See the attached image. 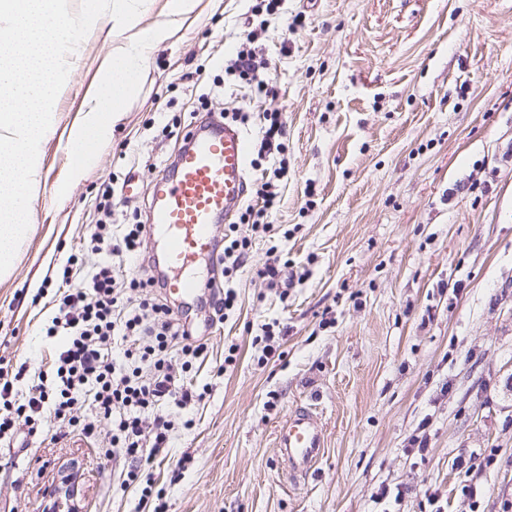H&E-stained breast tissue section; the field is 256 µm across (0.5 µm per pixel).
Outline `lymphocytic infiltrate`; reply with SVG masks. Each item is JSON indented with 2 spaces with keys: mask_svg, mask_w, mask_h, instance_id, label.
<instances>
[{
  "mask_svg": "<svg viewBox=\"0 0 512 512\" xmlns=\"http://www.w3.org/2000/svg\"><path fill=\"white\" fill-rule=\"evenodd\" d=\"M144 232V225L126 224L115 234L103 222L87 246L133 257ZM154 285L109 264L77 283L63 274L58 313L44 329L62 339L51 372L22 390L20 374L0 367V440L12 439L20 420L32 436L50 421L88 435L103 423L111 433L108 455L137 459L143 450L156 455L167 448L174 425L163 408L202 400L184 378L207 345L148 295ZM84 406L94 411L93 421L77 417Z\"/></svg>",
  "mask_w": 512,
  "mask_h": 512,
  "instance_id": "lymphocytic-infiltrate-1",
  "label": "lymphocytic infiltrate"
}]
</instances>
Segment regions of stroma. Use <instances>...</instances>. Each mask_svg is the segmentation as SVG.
<instances>
[{
    "label": "stroma",
    "instance_id": "1",
    "mask_svg": "<svg viewBox=\"0 0 512 512\" xmlns=\"http://www.w3.org/2000/svg\"><path fill=\"white\" fill-rule=\"evenodd\" d=\"M258 2L201 0L69 186L68 129L110 63L89 31L42 147L34 230L0 282V358L50 367L41 329L68 257L104 204L113 224L147 223L127 178L163 173L198 113L236 114L255 150L275 112L287 150L248 175L287 158L276 229L253 234L227 318L190 311L211 327L187 375L206 393L171 407L170 446L140 462L143 479L165 512H512V0H282L274 15ZM253 30L264 91L227 70ZM110 260L68 264L73 281ZM275 260L272 288L259 271ZM299 406L325 431L306 477L278 463L276 429ZM108 442L104 425L41 443L19 426L0 443V512H61L54 492L73 472L70 512H152L121 488Z\"/></svg>",
    "mask_w": 512,
    "mask_h": 512
}]
</instances>
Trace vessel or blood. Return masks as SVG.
Segmentation results:
<instances>
[{
    "label": "vessel or blood",
    "instance_id": "vessel-or-blood-1",
    "mask_svg": "<svg viewBox=\"0 0 512 512\" xmlns=\"http://www.w3.org/2000/svg\"><path fill=\"white\" fill-rule=\"evenodd\" d=\"M149 222L163 242L167 294L215 300L217 289L194 274L201 260H223L216 226L236 212L248 191V141L238 126L205 112L188 131L172 173L149 183ZM280 464L287 473L308 471L323 453L324 429L306 409L293 411L277 429Z\"/></svg>",
    "mask_w": 512,
    "mask_h": 512
}]
</instances>
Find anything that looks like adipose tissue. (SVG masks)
<instances>
[{
  "label": "adipose tissue",
  "mask_w": 512,
  "mask_h": 512,
  "mask_svg": "<svg viewBox=\"0 0 512 512\" xmlns=\"http://www.w3.org/2000/svg\"><path fill=\"white\" fill-rule=\"evenodd\" d=\"M133 0H112L111 12H104L102 0H84L85 22L99 26L108 20L109 35L118 36L112 48V63L102 77L104 94L91 97L81 119L69 131V141L77 158L68 169L67 184L80 183L95 159V147L112 135V127L119 112L125 108L129 90L136 84L146 62L174 34L172 22L163 21L142 25Z\"/></svg>",
  "instance_id": "obj_1"
}]
</instances>
